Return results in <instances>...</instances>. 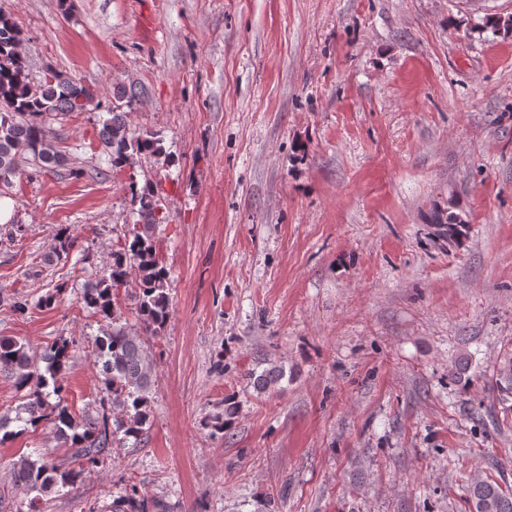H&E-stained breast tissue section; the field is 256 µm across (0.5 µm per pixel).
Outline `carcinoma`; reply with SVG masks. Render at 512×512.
Returning <instances> with one entry per match:
<instances>
[{"mask_svg": "<svg viewBox=\"0 0 512 512\" xmlns=\"http://www.w3.org/2000/svg\"><path fill=\"white\" fill-rule=\"evenodd\" d=\"M20 33L11 20L0 14V181L7 183L30 163L54 172L68 165L66 155L55 150L52 116L98 108L94 94L68 75L54 72L53 80L34 83L26 73L20 55ZM99 137L121 169L135 157L160 150L159 140L132 130L127 113L113 106L103 120ZM137 220L126 225L123 236L112 243V263L107 272L84 289L83 301L112 326L94 341L95 364L102 384L101 411L76 418L64 404L63 371L68 364L74 339H60L45 347L41 369L29 346L11 337H0V373L14 380L24 392L26 403L13 418L0 416V442L9 435L13 422L35 427L40 422L53 425L68 462L59 463L43 453L22 455L10 463L11 491L0 488V512H40V500L56 490L72 491L83 476L112 461V450L128 442L138 444L149 423V387L157 366L156 354L148 338L162 333L169 317V271L160 255L156 228L161 223V197L157 185H127ZM127 294L137 330L120 324L117 317L120 290L131 284ZM283 369L274 368L248 379L263 393L278 383ZM495 386L512 394V354L500 361ZM469 512H512V489L480 475L467 484ZM109 512H165L159 500L137 484L129 485L121 497L112 500Z\"/></svg>", "mask_w": 512, "mask_h": 512, "instance_id": "obj_1", "label": "carcinoma"}]
</instances>
